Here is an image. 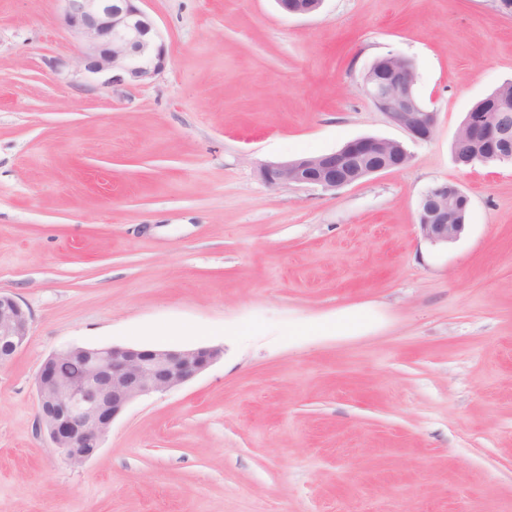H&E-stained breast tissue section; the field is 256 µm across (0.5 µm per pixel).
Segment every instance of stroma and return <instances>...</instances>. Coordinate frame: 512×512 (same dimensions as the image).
Segmentation results:
<instances>
[{
  "instance_id": "35a3bbf8",
  "label": "stroma",
  "mask_w": 512,
  "mask_h": 512,
  "mask_svg": "<svg viewBox=\"0 0 512 512\" xmlns=\"http://www.w3.org/2000/svg\"><path fill=\"white\" fill-rule=\"evenodd\" d=\"M167 47L102 86L61 0H0V291L30 336L0 365V512H512V164L459 167L474 103L512 80L499 0H143ZM395 53L437 125L363 92ZM364 136L401 168L337 192L263 165ZM471 199L450 245L421 195ZM69 345L220 346L68 464L37 426ZM469 205V197L455 184L439 183L428 188L417 209L418 226L424 239L446 246L458 241L466 224L448 223V219L464 216Z\"/></svg>"
}]
</instances>
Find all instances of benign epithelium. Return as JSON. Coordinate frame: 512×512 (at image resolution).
<instances>
[{"instance_id":"benign-epithelium-1","label":"benign epithelium","mask_w":512,"mask_h":512,"mask_svg":"<svg viewBox=\"0 0 512 512\" xmlns=\"http://www.w3.org/2000/svg\"><path fill=\"white\" fill-rule=\"evenodd\" d=\"M61 26L82 44L84 68L104 77L107 85L145 83L165 68L167 49L160 31L141 9L142 0H62ZM408 67L394 70L382 83L365 74L366 96L414 141L430 139L436 113L427 110L416 94L413 62L395 54ZM456 144L471 155L469 164L487 158L512 162L507 132L487 122L485 114L473 113L460 127ZM411 160L397 140L360 137L323 157L293 159L264 167L261 177L272 188L290 184L334 192L357 182L336 176V163L369 157ZM470 199L457 185L439 183L421 196L417 215L424 239L448 245L459 240L465 225L455 220L468 213ZM30 314L13 296L0 292V365L28 343ZM224 353L219 346L184 349H140L123 346H69L52 352L43 362L36 381L38 425L53 445L73 465H81L102 447L114 419L133 401L179 387L205 370ZM83 360V372L73 380L59 371L66 360Z\"/></svg>"}]
</instances>
